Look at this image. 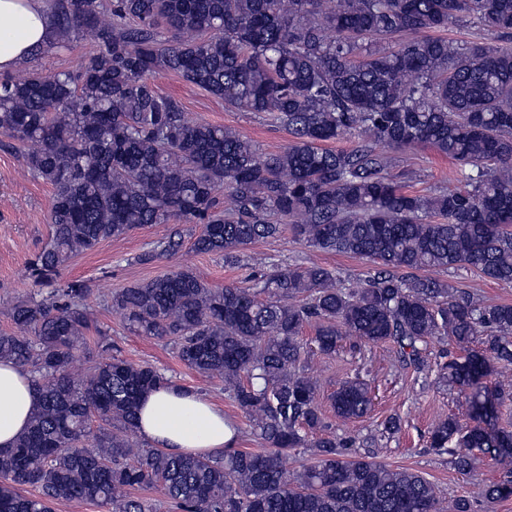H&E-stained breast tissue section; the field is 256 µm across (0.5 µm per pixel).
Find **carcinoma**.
I'll use <instances>...</instances> for the list:
<instances>
[{"label":"carcinoma","mask_w":512,"mask_h":512,"mask_svg":"<svg viewBox=\"0 0 512 512\" xmlns=\"http://www.w3.org/2000/svg\"><path fill=\"white\" fill-rule=\"evenodd\" d=\"M111 14L103 19L97 0H59L48 47L87 30L100 49L73 70L0 79V135L53 188L34 282L154 224L170 228L141 262L177 254L189 237L196 252L234 264L241 249L291 227L313 249L375 270L353 289L314 262L211 288L182 268L112 295L133 330L170 341L187 367L224 381L268 443L205 457L129 441L142 396L169 383L159 370L105 347L84 378L72 377L90 323L84 285L15 303L0 360L31 368L40 402L28 430L0 448V512H52L58 500L151 512L120 494L145 487L179 512H471L462 497L441 506L417 471L349 452L353 441L324 425L300 340L311 322L323 354L345 337L391 341L421 368L419 343H454L463 354L448 353L436 377L471 396L477 424L441 419L429 447L460 472L474 469L472 451L489 455L507 477L485 486V499L512 497V429L492 423L512 389L486 383L512 367V304L416 275L468 266L512 283V46L427 35L465 19L512 40V0H112ZM397 33L418 38L381 45ZM160 72L268 114L290 143L263 157L236 130L189 119L156 89ZM348 133L354 148L323 147ZM419 145L459 165L463 185L406 191L380 148ZM479 336L482 353L469 349ZM371 405L357 378L332 396L343 420ZM297 448L313 462L290 476L282 457Z\"/></svg>","instance_id":"obj_1"}]
</instances>
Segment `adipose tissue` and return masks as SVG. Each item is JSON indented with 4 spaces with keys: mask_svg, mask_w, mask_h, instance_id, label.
Masks as SVG:
<instances>
[{
    "mask_svg": "<svg viewBox=\"0 0 512 512\" xmlns=\"http://www.w3.org/2000/svg\"><path fill=\"white\" fill-rule=\"evenodd\" d=\"M54 33L46 0H0V73L11 72ZM39 404L32 374L0 360V447H12ZM138 433L150 446L179 455H207L233 446L234 423L202 395L171 383L145 394Z\"/></svg>",
    "mask_w": 512,
    "mask_h": 512,
    "instance_id": "1",
    "label": "adipose tissue"
}]
</instances>
